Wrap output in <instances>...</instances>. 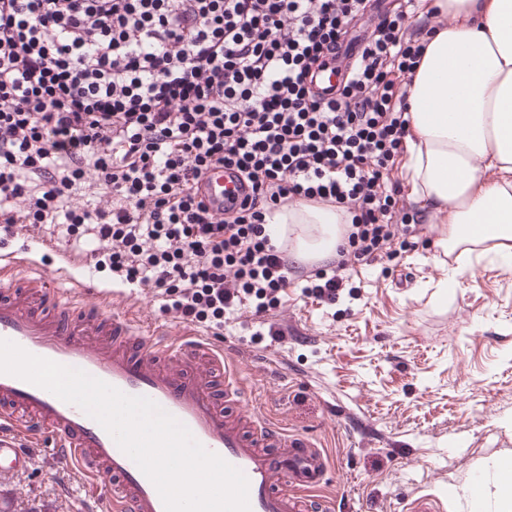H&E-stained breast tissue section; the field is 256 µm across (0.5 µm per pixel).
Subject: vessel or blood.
I'll return each mask as SVG.
<instances>
[{
	"instance_id": "b4317fda",
	"label": "vessel or blood",
	"mask_w": 512,
	"mask_h": 512,
	"mask_svg": "<svg viewBox=\"0 0 512 512\" xmlns=\"http://www.w3.org/2000/svg\"><path fill=\"white\" fill-rule=\"evenodd\" d=\"M249 191L233 171L216 166L198 182L199 196L221 209ZM45 245L28 237L9 250L0 245V269L37 270L34 278L0 285V339L31 354L83 370L131 396H145L185 424L207 450L240 469L249 481L251 512H305L313 501L324 457L309 438L289 433L258 412L229 413L246 405L247 391L223 345L195 332H170L127 317L123 289L109 288L66 268H43L34 257ZM76 284L84 301L63 303L59 282ZM223 373L215 394L211 373ZM46 439L54 457L105 481L112 512H164L153 483L111 436L78 406L8 374H0V512H17L13 481L28 470L27 440Z\"/></svg>"
}]
</instances>
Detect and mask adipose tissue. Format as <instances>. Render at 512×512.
Returning <instances> with one entry per match:
<instances>
[{"mask_svg": "<svg viewBox=\"0 0 512 512\" xmlns=\"http://www.w3.org/2000/svg\"><path fill=\"white\" fill-rule=\"evenodd\" d=\"M432 31L408 86L403 182L441 249L512 260V0H430ZM307 232L293 263L332 259L348 213L300 202L273 218Z\"/></svg>", "mask_w": 512, "mask_h": 512, "instance_id": "obj_1", "label": "adipose tissue"}]
</instances>
